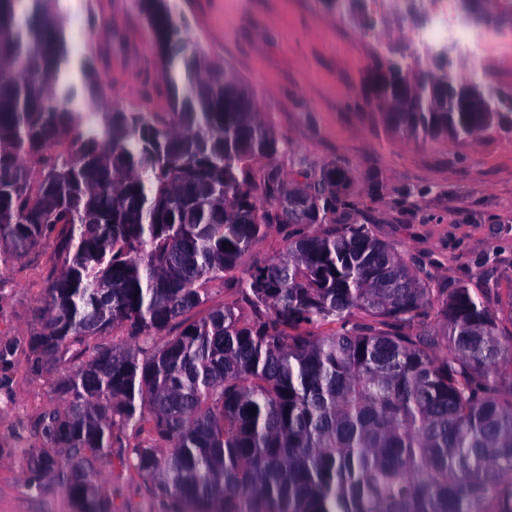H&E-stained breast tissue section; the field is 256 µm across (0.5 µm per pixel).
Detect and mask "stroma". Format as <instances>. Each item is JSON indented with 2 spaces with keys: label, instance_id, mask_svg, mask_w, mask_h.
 <instances>
[{
  "label": "stroma",
  "instance_id": "stroma-1",
  "mask_svg": "<svg viewBox=\"0 0 512 512\" xmlns=\"http://www.w3.org/2000/svg\"><path fill=\"white\" fill-rule=\"evenodd\" d=\"M202 52L223 62L254 92L284 144L252 165L255 182L269 168L297 180L299 167L340 169L360 201L357 218L406 259L426 261L435 283L497 282L512 290V136L465 145L407 140L376 124L363 107L362 82L377 38H403L407 24L387 20L377 35L328 16L320 0H179ZM74 62L93 59L105 96L146 110L142 93L157 48L138 0H62ZM103 20L89 31V12ZM481 69L512 84V32L484 26ZM52 246L35 248L0 267V343L13 347L0 372V512H76L65 489L28 487L29 450L45 447L40 418L62 402L58 379L77 371L74 358L49 371L34 362L54 262ZM112 497V512H163L134 468L101 459L93 476Z\"/></svg>",
  "mask_w": 512,
  "mask_h": 512
}]
</instances>
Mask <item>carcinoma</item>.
<instances>
[{
	"instance_id": "cac0c4a2",
	"label": "carcinoma",
	"mask_w": 512,
	"mask_h": 512,
	"mask_svg": "<svg viewBox=\"0 0 512 512\" xmlns=\"http://www.w3.org/2000/svg\"><path fill=\"white\" fill-rule=\"evenodd\" d=\"M140 13L161 109L79 112L60 0H0V265L52 242L35 351L53 366L90 352L43 417L51 450L31 452L30 485L112 512L91 477L115 457L167 512H512V290L434 287L354 220L334 167L288 184L272 168L257 192L251 162L280 140L252 90L201 53L174 0ZM82 78L103 96L92 61ZM443 85L377 60L363 89L414 139L512 124L511 99L470 112ZM285 197L306 207L275 210ZM269 224L285 253L188 317ZM118 327L139 347L103 342ZM147 410L148 437L126 445ZM232 278L227 277V280L222 283L221 281H215L209 285V302L193 310L190 313L192 319H200L206 316L210 309L224 306V303H231L237 298L235 289L232 286Z\"/></svg>"
}]
</instances>
